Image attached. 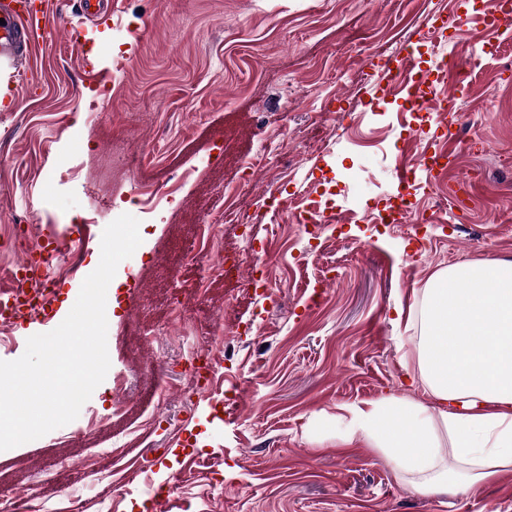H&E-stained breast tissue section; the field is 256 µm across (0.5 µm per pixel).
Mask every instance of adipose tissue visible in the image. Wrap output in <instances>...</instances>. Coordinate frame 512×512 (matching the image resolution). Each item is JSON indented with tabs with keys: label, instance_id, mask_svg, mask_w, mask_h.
Listing matches in <instances>:
<instances>
[{
	"label": "adipose tissue",
	"instance_id": "ef3b65f1",
	"mask_svg": "<svg viewBox=\"0 0 512 512\" xmlns=\"http://www.w3.org/2000/svg\"><path fill=\"white\" fill-rule=\"evenodd\" d=\"M402 372L431 398L341 406L336 436L379 451L425 496L464 494L512 471V260L431 274L409 311Z\"/></svg>",
	"mask_w": 512,
	"mask_h": 512
}]
</instances>
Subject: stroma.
<instances>
[{"label":"stroma","mask_w":512,"mask_h":512,"mask_svg":"<svg viewBox=\"0 0 512 512\" xmlns=\"http://www.w3.org/2000/svg\"><path fill=\"white\" fill-rule=\"evenodd\" d=\"M110 2L97 25L60 0L36 62L0 96V269L24 258L13 217L74 255L82 218L98 236L141 184L162 193L115 274L105 380L73 422L0 452V512L23 496L33 512H512V477L425 497L376 449L315 426L390 394L428 402L401 380L397 308L439 270L512 259V36L468 88L440 80L482 48L474 18L496 0ZM453 11L467 24L441 28ZM377 53L431 72L424 91L453 95L457 124L406 111ZM269 142L282 163L243 174L239 159ZM451 145V168L400 184L403 162ZM238 182L249 224L223 225L216 247L248 254L269 286L242 291L243 267L193 294L203 268L183 256ZM272 189L319 201L318 238L265 207ZM400 190L424 223H383ZM206 337L230 349L198 394L183 372Z\"/></svg>","instance_id":"1"}]
</instances>
